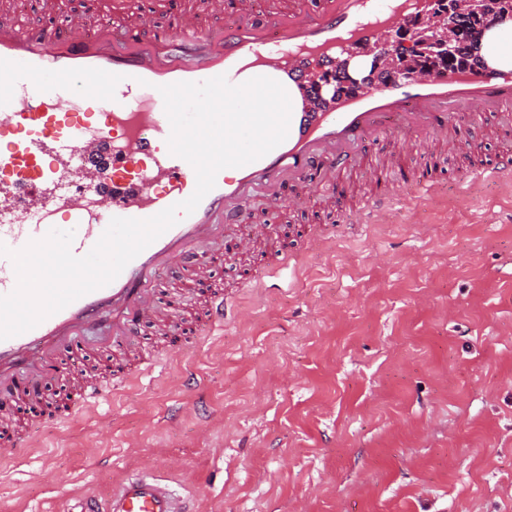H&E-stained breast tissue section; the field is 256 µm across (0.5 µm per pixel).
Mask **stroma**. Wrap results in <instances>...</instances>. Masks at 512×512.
I'll list each match as a JSON object with an SVG mask.
<instances>
[{
	"label": "stroma",
	"instance_id": "stroma-1",
	"mask_svg": "<svg viewBox=\"0 0 512 512\" xmlns=\"http://www.w3.org/2000/svg\"><path fill=\"white\" fill-rule=\"evenodd\" d=\"M196 0H127L148 30ZM22 27L115 18V0H0ZM458 122L466 148L447 156L406 131L381 138L347 173L360 213L387 175L399 194L387 223L339 234L335 199L286 186L300 202L252 223L253 252L213 266L184 299L181 348L141 326L123 353L98 333L55 354L47 405L16 399L9 427L37 420V448L0 454V506L57 512L64 498L108 495L125 475L164 466L198 512H512V188L470 182L492 163L512 121ZM414 141L407 154L397 139ZM433 177L437 202L399 169ZM296 258V273L259 282L257 268ZM244 311L224 331L206 323L211 291ZM154 372L116 381L147 362ZM96 373L94 413L70 415L76 370Z\"/></svg>",
	"mask_w": 512,
	"mask_h": 512
}]
</instances>
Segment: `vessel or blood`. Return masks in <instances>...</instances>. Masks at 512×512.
<instances>
[{"instance_id": "vessel-or-blood-1", "label": "vessel or blood", "mask_w": 512, "mask_h": 512, "mask_svg": "<svg viewBox=\"0 0 512 512\" xmlns=\"http://www.w3.org/2000/svg\"><path fill=\"white\" fill-rule=\"evenodd\" d=\"M423 8L422 0H319L310 12L305 0L266 22L255 19L257 0H238L231 21L215 27L205 14L223 15L224 0H208L207 13H182L174 28L156 39L143 35L142 20L100 25L87 18L65 28L17 26L0 18V243L19 250L43 239L66 215L75 228L71 251L86 255L112 218L148 219L186 200L196 188L194 168L169 152L171 126L160 86L226 76L237 85L245 72L285 80L294 93L309 61H332L354 43L375 50ZM97 107L98 121L88 119ZM512 112V72L458 71L392 78L367 93L346 98L330 111L292 113L288 136L265 156L217 174L215 187L195 211L163 233L108 285L73 301L34 328L0 340V399L13 385L19 364L46 367L50 344L75 330L111 320L112 347L124 349L146 323L162 335H176L178 322L155 305L148 282L164 271L189 269L209 277L211 262L200 243L216 226L234 233L237 244H255L249 222L252 188H262L269 214L289 206L286 182L315 179L340 191L337 172L354 163L351 150L392 127L430 133L434 144L457 152L462 146L454 114L459 108ZM472 176L512 179V149L492 167ZM394 194L380 186L355 227L384 223ZM235 296L215 291L207 308L209 327L223 330L238 316ZM77 410L102 396L95 374L73 379ZM62 512H194L160 468L128 475L107 498L85 493L66 501Z\"/></svg>"}]
</instances>
